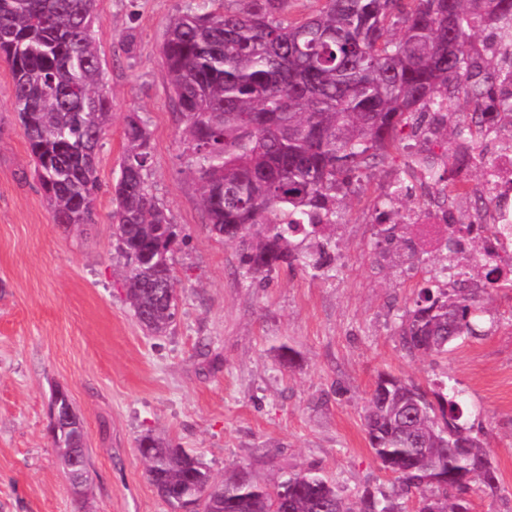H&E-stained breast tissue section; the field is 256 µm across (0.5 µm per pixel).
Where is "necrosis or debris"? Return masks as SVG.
<instances>
[{
  "label": "necrosis or debris",
  "instance_id": "necrosis-or-debris-1",
  "mask_svg": "<svg viewBox=\"0 0 512 512\" xmlns=\"http://www.w3.org/2000/svg\"><path fill=\"white\" fill-rule=\"evenodd\" d=\"M482 141L493 145L494 151L474 192L487 201V208L459 221L449 207L440 204L406 211L386 208L395 223L410 226L412 237L426 251L443 255L435 278L450 288L457 287L462 272L477 263L492 269L498 282L512 288V127L485 124Z\"/></svg>",
  "mask_w": 512,
  "mask_h": 512
}]
</instances>
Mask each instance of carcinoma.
Instances as JSON below:
<instances>
[{
  "label": "carcinoma",
  "instance_id": "1",
  "mask_svg": "<svg viewBox=\"0 0 512 512\" xmlns=\"http://www.w3.org/2000/svg\"><path fill=\"white\" fill-rule=\"evenodd\" d=\"M241 11L202 8L176 15L162 43L165 78L181 121L188 167L212 234L241 251L246 273L281 266L332 267L339 195L362 169L396 149L410 123L432 106L463 100L471 123L501 91L512 67V0H325L300 19L286 0H246ZM97 0H0V61L13 77L16 112L54 222L96 223L97 154L112 121V97L98 54ZM491 27L508 48L476 45ZM462 139L442 113L427 129ZM112 186V236L126 259V300L155 335L178 304L171 256L176 225L145 171L150 135L138 115L123 129ZM398 225L375 248L420 253ZM312 252L299 249L297 238ZM490 288H424L398 336L412 357L438 355L483 337L475 317ZM446 384L382 374L364 407V428L380 465L395 475L393 496L344 497L334 482L301 468L269 483L244 469L213 479L196 456L152 434L138 440L146 478L172 512H472L471 494L499 488L482 430L468 423ZM81 432L52 439L62 464Z\"/></svg>",
  "mask_w": 512,
  "mask_h": 512
}]
</instances>
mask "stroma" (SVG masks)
<instances>
[{
	"instance_id": "35a3bbf8",
	"label": "stroma",
	"mask_w": 512,
	"mask_h": 512,
	"mask_svg": "<svg viewBox=\"0 0 512 512\" xmlns=\"http://www.w3.org/2000/svg\"><path fill=\"white\" fill-rule=\"evenodd\" d=\"M197 4L98 0L112 123L98 155L96 222L84 231L55 224L0 64V512L76 510L48 433L59 387L85 429L89 512H172L144 476L137 441L148 432L197 454L218 479L235 465L261 483L313 467L345 495L394 494L362 419L384 373L461 390L501 483L473 495V512H512V288L494 291L481 339L443 356L405 353L402 316L434 286L442 259L424 254L407 274L372 249L380 200L395 181L415 180L403 145L353 182L336 224L335 276L294 267L248 278L238 248L208 231L164 79L166 26ZM133 112L151 136L147 182L179 231V305L162 336L127 303L112 238V185ZM283 344L293 362L279 357Z\"/></svg>"
}]
</instances>
